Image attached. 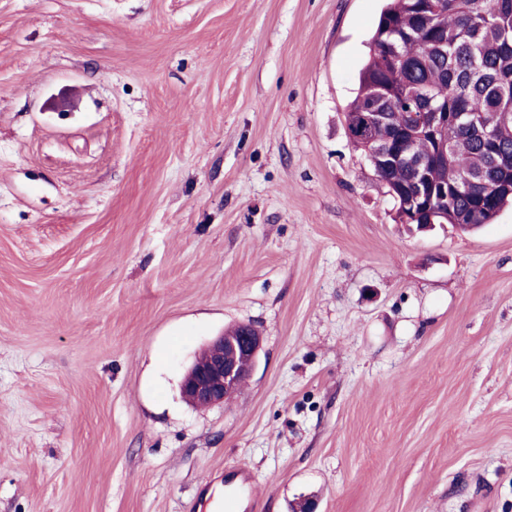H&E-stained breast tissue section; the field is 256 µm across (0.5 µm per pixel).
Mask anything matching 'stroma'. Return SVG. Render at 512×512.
I'll list each match as a JSON object with an SVG mask.
<instances>
[{
    "label": "stroma",
    "instance_id": "35a3bbf8",
    "mask_svg": "<svg viewBox=\"0 0 512 512\" xmlns=\"http://www.w3.org/2000/svg\"><path fill=\"white\" fill-rule=\"evenodd\" d=\"M386 0H0V512H512V207L398 223ZM262 346L228 402L186 367ZM260 347L261 338L250 325L222 332L187 369L180 385L182 397L200 407L224 404L249 375ZM254 477L252 473L243 468H237L224 472V502L222 504L211 501V495L204 497L203 510L224 508L228 512H239L238 510H251L253 508L252 488Z\"/></svg>",
    "mask_w": 512,
    "mask_h": 512
}]
</instances>
